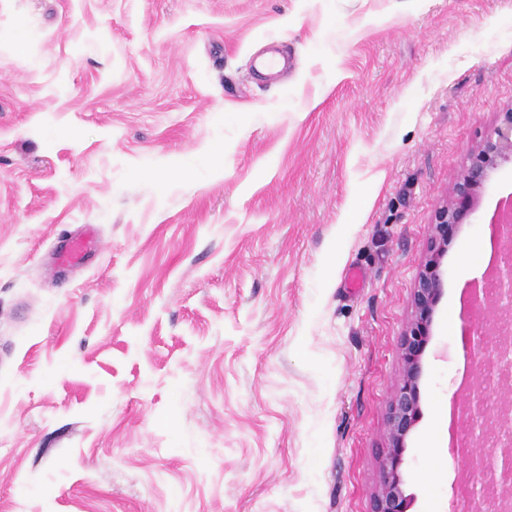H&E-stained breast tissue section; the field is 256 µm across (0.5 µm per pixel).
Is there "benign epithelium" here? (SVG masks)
Wrapping results in <instances>:
<instances>
[{
  "label": "benign epithelium",
  "instance_id": "obj_1",
  "mask_svg": "<svg viewBox=\"0 0 512 512\" xmlns=\"http://www.w3.org/2000/svg\"><path fill=\"white\" fill-rule=\"evenodd\" d=\"M506 163L512 164V107L499 113L495 125L450 186L448 196L438 208L435 222L431 225L428 257L413 292V318L400 343L403 373L388 405L386 431L389 446L373 498L372 512H407L409 499L402 488L401 466L406 440L420 415L418 382L428 342V327L444 288L442 258L447 252L448 232L465 223L475 210L479 190ZM495 223L502 240L511 244L512 205L497 214ZM491 285L498 310L493 327L483 330L481 340L494 338L498 386L509 389L512 387V329L509 328L512 323V254L504 258L496 269ZM492 407L501 416L512 411L511 403L493 402L486 397L471 400L465 409L474 438L482 440L493 433L497 435V448L471 459L472 471L480 478L481 488L469 497L468 512H496L499 509L496 499L506 501L512 497V439L502 434L498 420L490 415Z\"/></svg>",
  "mask_w": 512,
  "mask_h": 512
}]
</instances>
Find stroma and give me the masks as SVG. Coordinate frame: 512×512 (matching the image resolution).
Masks as SVG:
<instances>
[{"label": "stroma", "mask_w": 512, "mask_h": 512, "mask_svg": "<svg viewBox=\"0 0 512 512\" xmlns=\"http://www.w3.org/2000/svg\"><path fill=\"white\" fill-rule=\"evenodd\" d=\"M509 107L512 0H0V512H371L436 210ZM510 195L448 237L408 512L459 507L499 396L462 351ZM99 240L94 230L88 228L83 234L65 240L56 252V262L60 266H72L82 263L89 255L97 251Z\"/></svg>", "instance_id": "stroma-1"}]
</instances>
